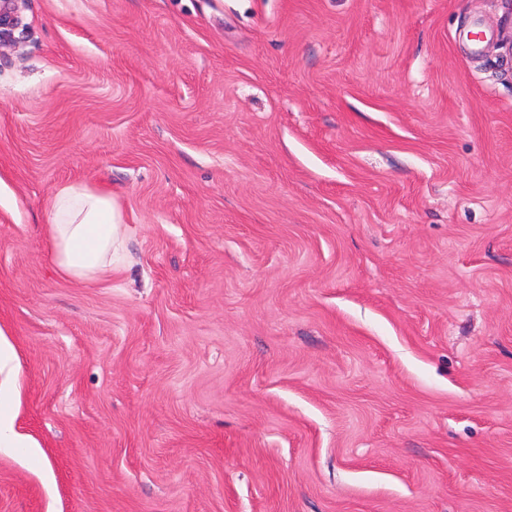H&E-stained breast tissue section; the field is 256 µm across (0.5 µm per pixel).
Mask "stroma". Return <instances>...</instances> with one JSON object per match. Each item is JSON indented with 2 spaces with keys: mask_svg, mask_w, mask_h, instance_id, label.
Masks as SVG:
<instances>
[{
  "mask_svg": "<svg viewBox=\"0 0 512 512\" xmlns=\"http://www.w3.org/2000/svg\"><path fill=\"white\" fill-rule=\"evenodd\" d=\"M0 512H512V0H16ZM111 190L109 279L53 194ZM43 231L61 276L87 282L112 275L124 231L111 191L81 183L61 187L48 205ZM19 373L18 354L9 338L0 330V451L39 447L16 428L17 412L13 401L21 392Z\"/></svg>",
  "mask_w": 512,
  "mask_h": 512,
  "instance_id": "35a3bbf8",
  "label": "stroma"
}]
</instances>
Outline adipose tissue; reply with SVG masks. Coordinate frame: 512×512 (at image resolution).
Instances as JSON below:
<instances>
[{
  "mask_svg": "<svg viewBox=\"0 0 512 512\" xmlns=\"http://www.w3.org/2000/svg\"><path fill=\"white\" fill-rule=\"evenodd\" d=\"M43 231L61 276L79 282L111 276L124 235L121 212L111 191L81 183L61 187L48 205ZM20 388L18 354L0 331V451L35 445L16 428L13 402Z\"/></svg>",
  "mask_w": 512,
  "mask_h": 512,
  "instance_id": "obj_1",
  "label": "adipose tissue"
}]
</instances>
